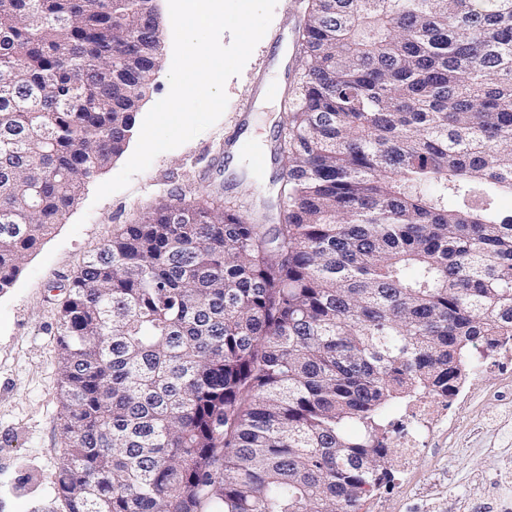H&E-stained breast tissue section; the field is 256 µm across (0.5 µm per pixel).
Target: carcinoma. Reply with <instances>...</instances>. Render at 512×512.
Returning <instances> with one entry per match:
<instances>
[{
	"label": "carcinoma",
	"mask_w": 512,
	"mask_h": 512,
	"mask_svg": "<svg viewBox=\"0 0 512 512\" xmlns=\"http://www.w3.org/2000/svg\"><path fill=\"white\" fill-rule=\"evenodd\" d=\"M142 0H0V291L121 156ZM278 223L161 199L59 302L67 512H362L386 409L512 336V0H312Z\"/></svg>",
	"instance_id": "1"
}]
</instances>
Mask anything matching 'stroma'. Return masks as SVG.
Wrapping results in <instances>:
<instances>
[{
  "label": "stroma",
  "mask_w": 512,
  "mask_h": 512,
  "mask_svg": "<svg viewBox=\"0 0 512 512\" xmlns=\"http://www.w3.org/2000/svg\"><path fill=\"white\" fill-rule=\"evenodd\" d=\"M162 51L136 112L143 122L170 90L173 56L167 0H156ZM310 0H278L273 20L240 75L230 78L222 117L180 147L159 154L128 188L102 200L99 182L124 166L115 160L90 181L63 223L26 258L13 285L0 292V512H64L55 483L63 453L57 388L59 287L82 259L103 246L118 224L142 219L158 199L206 196L262 207L281 171L278 131L285 100L302 73L298 27ZM263 151L255 167L236 142ZM395 481L380 490L373 512H512V377L495 368L470 383L447 426L427 444L418 468L395 464Z\"/></svg>",
  "instance_id": "obj_1"
}]
</instances>
